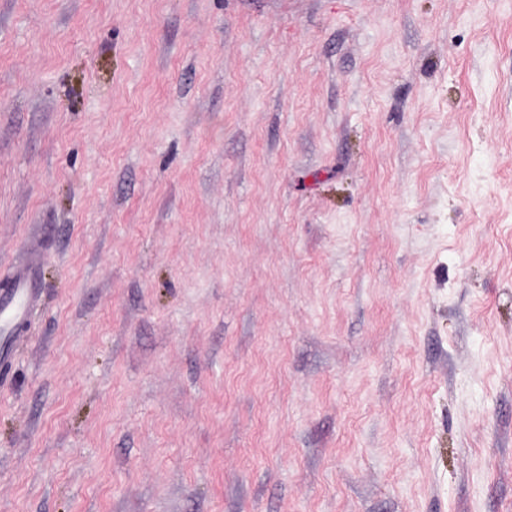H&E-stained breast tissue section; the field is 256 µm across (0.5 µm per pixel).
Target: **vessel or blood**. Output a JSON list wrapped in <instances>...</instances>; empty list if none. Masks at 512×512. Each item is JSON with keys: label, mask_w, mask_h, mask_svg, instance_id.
<instances>
[{"label": "vessel or blood", "mask_w": 512, "mask_h": 512, "mask_svg": "<svg viewBox=\"0 0 512 512\" xmlns=\"http://www.w3.org/2000/svg\"><path fill=\"white\" fill-rule=\"evenodd\" d=\"M11 279V288L0 292V346L7 350L19 341L14 329L16 322L40 300L37 252H29L26 260L14 267Z\"/></svg>", "instance_id": "vessel-or-blood-1"}]
</instances>
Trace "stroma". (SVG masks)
<instances>
[{"instance_id":"35a3bbf8","label":"stroma","mask_w":512,"mask_h":512,"mask_svg":"<svg viewBox=\"0 0 512 512\" xmlns=\"http://www.w3.org/2000/svg\"><path fill=\"white\" fill-rule=\"evenodd\" d=\"M0 512H512V0H0ZM12 288L0 292V335L2 334L5 357L13 345L19 343L15 336V323L22 320L40 300L39 263L36 250L28 253L26 260L13 268Z\"/></svg>"}]
</instances>
